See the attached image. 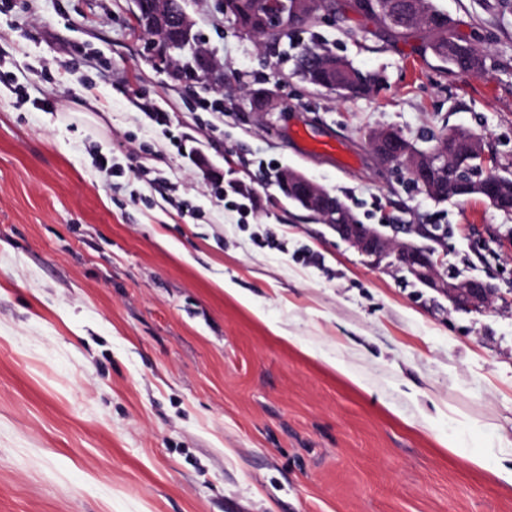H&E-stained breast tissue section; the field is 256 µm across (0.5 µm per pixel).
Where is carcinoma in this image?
Here are the masks:
<instances>
[{
    "label": "carcinoma",
    "mask_w": 512,
    "mask_h": 512,
    "mask_svg": "<svg viewBox=\"0 0 512 512\" xmlns=\"http://www.w3.org/2000/svg\"><path fill=\"white\" fill-rule=\"evenodd\" d=\"M349 8L371 21L380 29H401L405 37L421 38L417 51L432 53L448 65V71L472 75L481 74L486 67V57L464 36L454 32L455 23L440 11L434 0H350ZM175 63L188 70L194 62L191 45L175 46ZM295 68L308 70V83L323 88H336L351 96H367L374 90L378 78L363 74L347 61L330 54L316 45H303L295 55ZM451 188L441 186L438 194L450 197L468 196L474 187L483 182L478 158L469 154L466 143L458 145L453 165L448 169ZM492 199L494 205L512 209V177H494Z\"/></svg>",
    "instance_id": "obj_1"
}]
</instances>
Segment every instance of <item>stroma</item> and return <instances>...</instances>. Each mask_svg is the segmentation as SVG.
<instances>
[{"mask_svg": "<svg viewBox=\"0 0 512 512\" xmlns=\"http://www.w3.org/2000/svg\"><path fill=\"white\" fill-rule=\"evenodd\" d=\"M435 3L484 52L482 74L420 57L347 0L275 45L219 0H183L224 65L218 88L153 66L134 0L0 10V512H512V484L465 454L512 441V214L435 201L368 143L473 130L512 171V6ZM297 44L379 83L314 87ZM258 88L287 111L254 113ZM288 168L363 223L446 226L448 272L500 297L471 311L374 264L288 202L273 181ZM243 185L261 199L244 218L224 208Z\"/></svg>", "mask_w": 512, "mask_h": 512, "instance_id": "1", "label": "stroma"}]
</instances>
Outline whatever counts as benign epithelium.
Here are the masks:
<instances>
[{
	"label": "benign epithelium",
	"instance_id": "obj_1",
	"mask_svg": "<svg viewBox=\"0 0 512 512\" xmlns=\"http://www.w3.org/2000/svg\"><path fill=\"white\" fill-rule=\"evenodd\" d=\"M222 11L229 17H237L242 25L240 31L250 37L294 26L297 20L316 9L311 0H293L290 10L284 12H256L248 17L240 15L238 0H220ZM136 8L150 9L148 27L152 30L164 28L168 13L165 0H136ZM174 44L166 34L155 36L153 64L175 79L192 77L218 86L224 83V66L205 49L196 54L192 72L186 74L172 64L171 51ZM370 146L381 165L409 172L413 186L429 195L435 182L448 176V158L451 151L447 145L435 144L426 149L416 147L399 131L382 128L371 133ZM283 190L291 197L294 205L321 219L342 240L353 244L375 263L388 260V265L405 272L412 280L451 301L455 306L481 311L490 306L498 297L497 284L479 277L449 276L447 267L448 249L426 248L408 241H400L380 228L363 224L356 219L352 210L330 207L326 190L314 183L303 172L293 170L283 176Z\"/></svg>",
	"mask_w": 512,
	"mask_h": 512
}]
</instances>
